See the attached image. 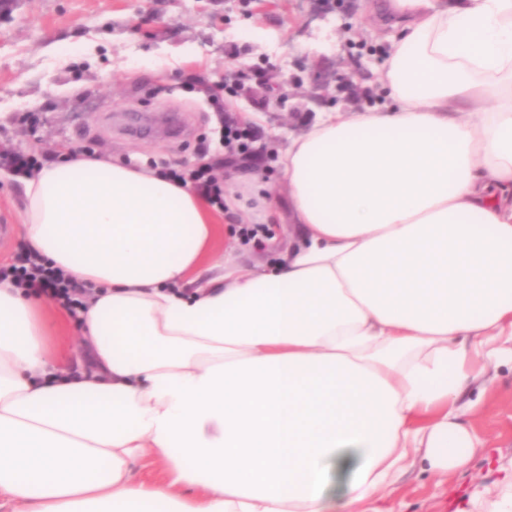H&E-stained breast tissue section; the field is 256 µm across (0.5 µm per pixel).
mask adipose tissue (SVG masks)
Returning a JSON list of instances; mask_svg holds the SVG:
<instances>
[{
    "mask_svg": "<svg viewBox=\"0 0 512 512\" xmlns=\"http://www.w3.org/2000/svg\"><path fill=\"white\" fill-rule=\"evenodd\" d=\"M386 8L390 102L290 140L272 268L209 263L191 185L68 149L22 178L28 248L93 293L74 374L0 281L12 512H330L334 471L357 512L467 465L459 397L512 359V0ZM148 455L163 480L135 478Z\"/></svg>",
    "mask_w": 512,
    "mask_h": 512,
    "instance_id": "1",
    "label": "adipose tissue"
}]
</instances>
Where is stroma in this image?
<instances>
[{"label": "stroma", "instance_id": "stroma-1", "mask_svg": "<svg viewBox=\"0 0 512 512\" xmlns=\"http://www.w3.org/2000/svg\"><path fill=\"white\" fill-rule=\"evenodd\" d=\"M385 0H0V145L56 151L93 146L112 162L191 167L224 161L227 208L212 254L234 250L238 262L262 267L280 250L245 241L257 221L254 179L278 185L272 234L293 230L279 158L318 113L343 116L384 103L378 71L387 45L373 34ZM342 71L348 82L320 86ZM237 83L228 106L249 121L254 144L243 163L226 164L218 130L223 113L204 85ZM284 105H277V95ZM30 113L35 126L16 124ZM23 196L0 166V266L25 247L19 234ZM59 355L78 371L87 355L73 318L50 304ZM485 386L466 394V415L481 440L452 474L406 470L387 490L382 512H494L498 488L512 482V364H490Z\"/></svg>", "mask_w": 512, "mask_h": 512}]
</instances>
